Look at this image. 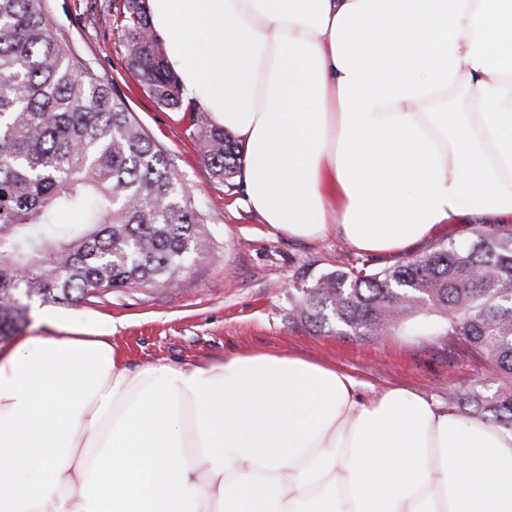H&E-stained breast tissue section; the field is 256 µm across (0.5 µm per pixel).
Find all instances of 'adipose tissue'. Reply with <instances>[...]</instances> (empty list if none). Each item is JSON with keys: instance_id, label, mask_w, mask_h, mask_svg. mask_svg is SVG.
<instances>
[{"instance_id": "adipose-tissue-1", "label": "adipose tissue", "mask_w": 512, "mask_h": 512, "mask_svg": "<svg viewBox=\"0 0 512 512\" xmlns=\"http://www.w3.org/2000/svg\"><path fill=\"white\" fill-rule=\"evenodd\" d=\"M272 231L401 253L512 219V0H147ZM0 352V512H512V429L256 352L131 374L108 336Z\"/></svg>"}]
</instances>
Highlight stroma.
Wrapping results in <instances>:
<instances>
[{"instance_id":"obj_1","label":"stroma","mask_w":512,"mask_h":512,"mask_svg":"<svg viewBox=\"0 0 512 512\" xmlns=\"http://www.w3.org/2000/svg\"><path fill=\"white\" fill-rule=\"evenodd\" d=\"M50 26L75 56L107 84H116L138 121L183 175L201 212L210 248L167 288H119L75 305L28 299L20 335L50 336L42 316L85 331L110 330L127 368L147 364L184 367L221 362L249 352L295 353L328 361L360 382L363 398L402 388L438 408L449 391L496 389L497 372L429 331L401 329L377 340L320 333L296 312L298 291L320 275L367 262L384 268L401 255L369 254L341 236L303 240L271 232L249 209L239 177H214L200 157L196 103L181 111L158 106L127 66L128 48L116 28L123 0H45Z\"/></svg>"}]
</instances>
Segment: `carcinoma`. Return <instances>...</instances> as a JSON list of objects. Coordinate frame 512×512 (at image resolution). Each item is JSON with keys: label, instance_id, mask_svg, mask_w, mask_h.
I'll list each match as a JSON object with an SVG mask.
<instances>
[{"label": "carcinoma", "instance_id": "1", "mask_svg": "<svg viewBox=\"0 0 512 512\" xmlns=\"http://www.w3.org/2000/svg\"><path fill=\"white\" fill-rule=\"evenodd\" d=\"M145 0H125L121 37L144 93L182 106L177 77L148 26ZM203 162L224 181L237 142L203 118ZM65 210L81 224H59ZM203 220L173 163L130 111L53 33L43 0H0V338L26 320L18 294L69 305L114 288L169 286L205 251ZM299 316L357 341L412 324L494 367L490 396L448 394L512 429V225L462 243L440 240L401 263L321 275L298 289Z\"/></svg>", "mask_w": 512, "mask_h": 512}]
</instances>
